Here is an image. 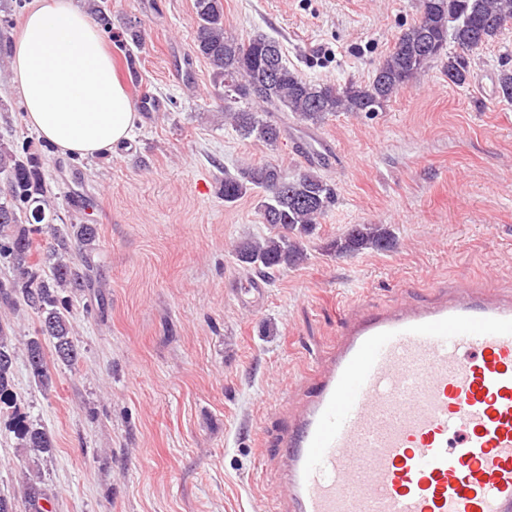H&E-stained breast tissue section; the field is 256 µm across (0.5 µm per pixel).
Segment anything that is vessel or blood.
Listing matches in <instances>:
<instances>
[{"label": "vessel or blood", "mask_w": 512, "mask_h": 512, "mask_svg": "<svg viewBox=\"0 0 512 512\" xmlns=\"http://www.w3.org/2000/svg\"><path fill=\"white\" fill-rule=\"evenodd\" d=\"M274 446L276 512H512V294L349 308Z\"/></svg>", "instance_id": "1"}]
</instances>
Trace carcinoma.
Returning <instances> with one entry per match:
<instances>
[{
  "instance_id": "carcinoma-1",
  "label": "carcinoma",
  "mask_w": 512,
  "mask_h": 512,
  "mask_svg": "<svg viewBox=\"0 0 512 512\" xmlns=\"http://www.w3.org/2000/svg\"><path fill=\"white\" fill-rule=\"evenodd\" d=\"M196 30L193 52L212 69L215 84L224 88L225 118L243 139L277 145L286 134L279 113L290 112L304 123L318 125L340 112H376L392 97L410 88L428 63L448 56V81L460 86L469 71L465 55L497 37L512 20V0H419L418 17L398 37L384 60L366 83H315L278 60V75L267 70V48L276 41L255 35L238 41L224 35L222 0H194ZM453 43L455 52L448 51ZM500 100L512 103V68L497 77ZM0 170L10 175L9 198L0 202V262L11 266L15 278L0 281V304L22 305L36 313L39 328L25 345V358L35 383L44 391L54 385L44 341H49L54 359L75 370L82 350L72 335L70 316L73 298L63 297L65 288L85 287L76 261L96 241V228L80 224L59 233L45 222V192L38 162L0 147ZM258 194L262 223L270 235L261 241L242 242L234 249L238 264L270 278L298 265L305 258L307 238L334 205L332 184L316 165L289 177L279 165L266 162L232 173L224 171V202L234 203L248 194ZM29 230H15L22 222ZM50 233L53 245L40 252L39 262L50 269L43 278L34 275L33 235ZM394 244L382 224H353L333 243L336 255L359 254L368 249H387ZM15 351L0 325V403L14 402ZM21 447L51 455L54 444L41 427L18 423ZM47 488L27 485V504L43 512L41 501L49 500Z\"/></svg>"
}]
</instances>
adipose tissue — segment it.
I'll return each instance as SVG.
<instances>
[{
  "mask_svg": "<svg viewBox=\"0 0 512 512\" xmlns=\"http://www.w3.org/2000/svg\"><path fill=\"white\" fill-rule=\"evenodd\" d=\"M9 55L10 86L28 125L60 153L98 157L129 138L133 103L93 18L75 0H33Z\"/></svg>",
  "mask_w": 512,
  "mask_h": 512,
  "instance_id": "obj_1",
  "label": "adipose tissue"
}]
</instances>
